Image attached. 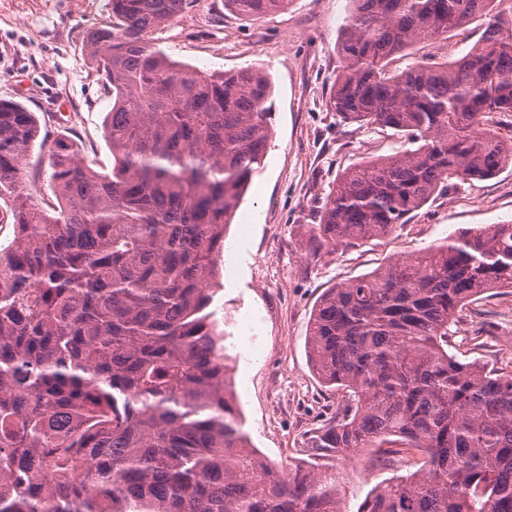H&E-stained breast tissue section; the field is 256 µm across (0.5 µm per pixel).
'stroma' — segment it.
Segmentation results:
<instances>
[{
    "label": "stroma",
    "instance_id": "1",
    "mask_svg": "<svg viewBox=\"0 0 512 512\" xmlns=\"http://www.w3.org/2000/svg\"><path fill=\"white\" fill-rule=\"evenodd\" d=\"M349 15L348 0H290L285 10L254 19L225 9L224 0H193L155 40L173 60L210 71L259 67L272 80V142L227 231L210 309L236 360L231 382L243 429L251 446L279 466L307 459L308 433L344 406L341 393L318 381L307 354L320 296L387 259L512 219L510 165L493 177L449 186L384 237L311 258L303 227L314 223L338 174L408 147L393 130L346 122L328 107L341 66L336 43ZM111 20L110 0H0V101L35 112L45 138L79 141L85 160L104 172L112 168L104 139L112 100L90 67L87 42ZM483 30L475 20L448 39L395 56L390 67L406 70L425 55L462 56ZM448 352L511 372L512 288L490 290L466 305L451 328ZM368 458L364 451L357 464L336 465L349 512L420 461L411 450L373 464Z\"/></svg>",
    "mask_w": 512,
    "mask_h": 512
}]
</instances>
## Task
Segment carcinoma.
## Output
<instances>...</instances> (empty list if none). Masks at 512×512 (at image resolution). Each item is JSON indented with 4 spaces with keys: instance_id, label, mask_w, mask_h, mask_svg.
<instances>
[{
    "instance_id": "cac0c4a2",
    "label": "carcinoma",
    "mask_w": 512,
    "mask_h": 512,
    "mask_svg": "<svg viewBox=\"0 0 512 512\" xmlns=\"http://www.w3.org/2000/svg\"><path fill=\"white\" fill-rule=\"evenodd\" d=\"M329 107L414 148L362 161L305 225L312 257L385 236L452 181L512 164V17L493 0H350ZM189 0H111L89 57L111 93L112 171L49 148L58 205L20 187L40 135L0 102V512H348L336 466L249 448L208 311L224 235L270 146L271 81L172 60L156 31ZM245 17L288 0H224ZM484 18L463 56L391 59ZM512 288V220L483 224L328 289L307 349L351 403L308 438L321 457L411 448L423 462L357 512H512V372L448 354L468 303Z\"/></svg>"
}]
</instances>
